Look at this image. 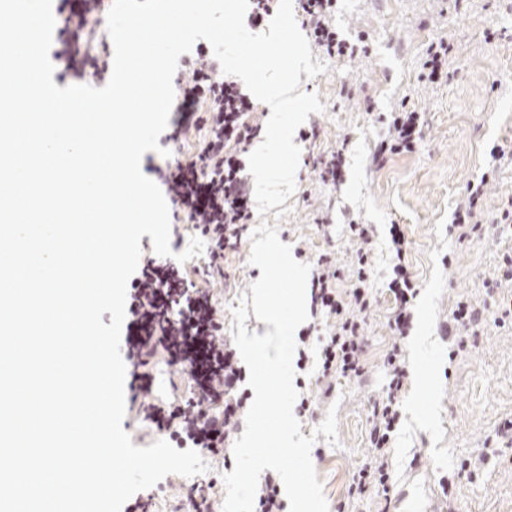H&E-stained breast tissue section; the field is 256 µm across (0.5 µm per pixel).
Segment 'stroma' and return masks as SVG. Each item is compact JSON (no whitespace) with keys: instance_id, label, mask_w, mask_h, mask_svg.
<instances>
[{"instance_id":"stroma-1","label":"stroma","mask_w":512,"mask_h":512,"mask_svg":"<svg viewBox=\"0 0 512 512\" xmlns=\"http://www.w3.org/2000/svg\"><path fill=\"white\" fill-rule=\"evenodd\" d=\"M338 28L349 37L368 36L367 57L349 63L329 59L327 73L301 82L318 94L325 112L315 114L317 139L301 142L305 157H321L339 136L350 138L344 182L335 189L296 175L291 211L276 221L281 242L305 245L310 256L334 252L348 262L346 219L361 215L377 228L374 257L380 303L370 319L365 364L373 385L338 380L339 446L315 444L311 459L324 484L329 508L345 501L356 467L365 459L367 405L382 384L381 367L394 338L387 321L395 305L387 288L392 265L389 229L398 226L407 243L410 270L421 285L416 318L405 341L413 377L403 399V425L392 451L398 485L390 512H441L439 480L460 461L478 456L486 437L512 420V328L487 326L472 353L449 360L438 334L455 294L475 302L495 274L503 242L492 237L458 245L448 234L453 209L468 181L479 176L492 146L512 148V0H341ZM496 38H483L485 29ZM450 40L448 76L426 86L417 80L427 45ZM361 84L360 98L340 95L343 81ZM425 112L419 151L393 155L382 167L370 164L381 125L400 103ZM323 224H315V217ZM250 245L228 254L226 268L236 285L215 284L212 292L225 324L232 308L261 271L249 263ZM452 257L445 265L444 257ZM452 491L466 512H512V447L501 449L477 479H456Z\"/></svg>"}]
</instances>
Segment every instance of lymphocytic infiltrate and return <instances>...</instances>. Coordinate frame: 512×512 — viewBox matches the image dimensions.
<instances>
[{"label":"lymphocytic infiltrate","mask_w":512,"mask_h":512,"mask_svg":"<svg viewBox=\"0 0 512 512\" xmlns=\"http://www.w3.org/2000/svg\"><path fill=\"white\" fill-rule=\"evenodd\" d=\"M338 0H300L302 25L311 48L320 55L354 61L358 51L340 36L335 26ZM102 0H59L60 25L56 59L64 75L85 79L88 72L102 70L105 60L82 43L80 33L99 20ZM172 131L162 146L176 144L194 130L203 136L191 158L174 159L156 167L174 213L182 214L209 244L207 259L194 275L170 261L149 258L128 281L124 320L125 359L130 364V402L140 420L177 444H189L215 457L231 459L232 440L243 425L249 396L243 388L246 374L236 348L224 333V314L209 288L227 280L226 254L238 252L253 217V178L241 155L262 127L254 119L256 105L240 89L235 77L222 72L213 51L198 46L188 65L177 69ZM425 125L421 112L406 105L391 112L372 154L373 166L387 156L414 151ZM495 177L484 172L468 182L453 213L450 231L458 241L485 232L512 236V195L503 196L496 212L484 206L485 190ZM351 263L337 265L330 255H318L311 280L312 312L318 315L317 360L299 350L298 370H312L318 393L301 394L295 407L298 416L312 413L321 400L336 389L337 379L361 381L365 376L363 354L367 345V321L378 306L373 257V225L350 222ZM395 257L388 288L396 301L388 326L398 341L384 361L385 384L368 409V448L364 463L354 472L347 490L349 500L387 499L392 482L395 434L401 423L402 395L412 377L401 341L413 319L412 302L420 285L407 268L405 241L393 230ZM350 287L339 291L342 280ZM503 327L512 324V297L503 298L493 311L458 297L448 320L441 327L443 338L457 349H466L471 336L485 322ZM166 361L187 376L189 394L165 406L152 404L150 394L157 361Z\"/></svg>","instance_id":"1"}]
</instances>
